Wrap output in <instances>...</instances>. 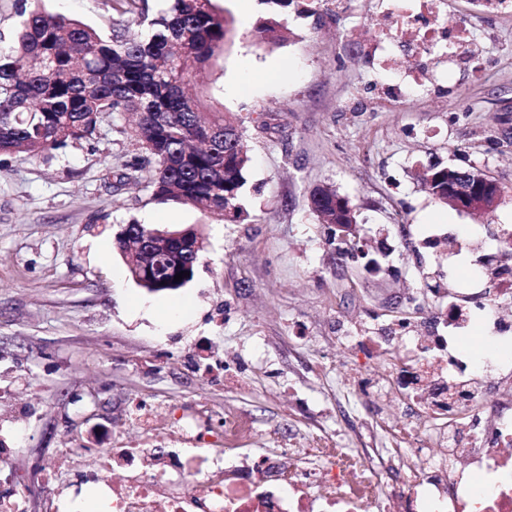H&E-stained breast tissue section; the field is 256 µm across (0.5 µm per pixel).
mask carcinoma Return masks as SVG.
I'll list each match as a JSON object with an SVG mask.
<instances>
[{"label": "carcinoma", "mask_w": 512, "mask_h": 512, "mask_svg": "<svg viewBox=\"0 0 512 512\" xmlns=\"http://www.w3.org/2000/svg\"><path fill=\"white\" fill-rule=\"evenodd\" d=\"M40 2L21 4L14 41L0 46V153L43 154L86 138L105 117L132 114L131 137L147 152L138 169L155 196L218 216L236 213L250 162L242 129L223 112L203 111L187 92L230 36L213 0H167L154 15L145 0H116L115 10L131 20L113 23L108 36ZM256 37L276 44L283 35L267 20ZM453 173L436 167L426 175L428 192L441 203ZM309 204L339 231L357 224L350 200L330 186L312 189ZM191 235L195 251L169 240L149 254L128 253L145 271L138 286L163 293L190 282L204 248L202 233L194 228ZM181 271L189 275L174 281Z\"/></svg>", "instance_id": "carcinoma-1"}]
</instances>
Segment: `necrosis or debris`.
Returning a JSON list of instances; mask_svg holds the SVG:
<instances>
[{"mask_svg": "<svg viewBox=\"0 0 512 512\" xmlns=\"http://www.w3.org/2000/svg\"><path fill=\"white\" fill-rule=\"evenodd\" d=\"M445 5L390 0L374 46L382 65L409 63L388 98L393 107L434 81L424 64L436 54L483 72L467 21L440 23ZM494 240L489 252L482 239L469 242L480 257L468 287L434 289L426 312L342 339L384 367L382 376L358 382L369 408L379 411L393 396L408 410L393 428L392 448L339 456L334 435L324 434L311 441L319 453L313 465L305 452L209 447L210 427L193 418L174 430L176 448L139 452L137 473L124 483L82 474L71 495L100 493L112 512H512V363L475 357L467 346L477 328L486 341H512V229L499 228ZM187 442L195 451L184 450ZM433 448L441 451L435 460Z\"/></svg>", "mask_w": 512, "mask_h": 512, "instance_id": "4bbe7bcc", "label": "necrosis or debris"}]
</instances>
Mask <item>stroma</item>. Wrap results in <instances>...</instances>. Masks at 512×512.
Wrapping results in <instances>:
<instances>
[{
  "instance_id": "stroma-1",
  "label": "stroma",
  "mask_w": 512,
  "mask_h": 512,
  "mask_svg": "<svg viewBox=\"0 0 512 512\" xmlns=\"http://www.w3.org/2000/svg\"><path fill=\"white\" fill-rule=\"evenodd\" d=\"M446 24L470 18L487 61L484 79L458 68L394 109L372 40L386 0L340 13L263 0H215L232 34L197 85L210 112L235 115L251 155L240 212L220 218L155 196L147 182L120 185L141 149L104 120L80 143L47 155L0 154V444L28 512H55L54 492L96 469V449L150 440L133 401L197 405L247 416L250 448L335 434L341 448L388 442L352 393L368 364L339 343L368 333V319L337 323L364 303L391 319L403 291L453 279L423 240L454 231L467 243L486 226L512 228V15H468L447 0ZM53 13L107 33L113 0H44ZM274 19L284 41L257 42ZM474 168L502 193L481 215L436 202L421 183L435 166ZM350 199L369 248L386 246L379 271L336 256V235L308 202L317 186ZM197 228L206 246L193 280L149 294L130 278L115 245L121 227ZM306 337L298 339L295 328ZM235 374L196 367L198 346ZM62 448L73 454L59 458Z\"/></svg>"
}]
</instances>
